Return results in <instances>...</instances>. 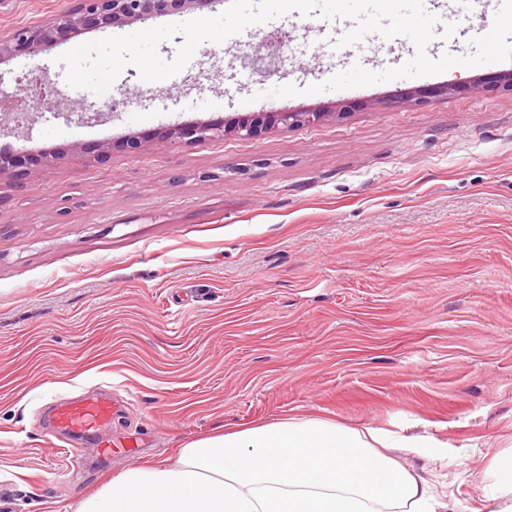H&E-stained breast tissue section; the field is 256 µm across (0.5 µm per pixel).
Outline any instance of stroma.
<instances>
[{"mask_svg":"<svg viewBox=\"0 0 512 512\" xmlns=\"http://www.w3.org/2000/svg\"><path fill=\"white\" fill-rule=\"evenodd\" d=\"M447 3L456 34L428 44L432 59L472 53L474 29L493 24L467 0ZM68 5L0 0V34ZM353 26L285 15L202 43L163 81L126 66L100 119L0 115V150L69 154L20 182L0 175V512H66L129 465L286 416L446 443L393 454L447 512H489L486 473L512 449V92L401 98L490 73L480 65L273 96L415 53L404 36L338 46ZM274 35V67L258 74L249 57ZM63 52L0 64V99L44 72L85 111ZM350 101L343 119L257 140L120 146L186 122ZM100 141L114 144L106 161L69 153ZM100 391L117 405L113 441L141 446L80 463L43 411Z\"/></svg>","mask_w":512,"mask_h":512,"instance_id":"stroma-1","label":"stroma"}]
</instances>
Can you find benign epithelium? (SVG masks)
<instances>
[{
  "label": "benign epithelium",
  "instance_id": "benign-epithelium-1",
  "mask_svg": "<svg viewBox=\"0 0 512 512\" xmlns=\"http://www.w3.org/2000/svg\"><path fill=\"white\" fill-rule=\"evenodd\" d=\"M212 0H74L73 5L53 17L21 26L0 36V63L32 55L44 48L68 43L82 32L104 31L154 18L202 9ZM512 91V72L477 76L463 85L444 84L426 90L428 94H448L465 90L479 94L491 87ZM353 105H341L334 112L323 110L295 111L282 108L275 112L243 115L226 125L211 123L181 124L163 133L149 131L123 141L121 147L130 153H139L156 140H177L183 143L227 137L257 140L275 128H293L318 124L331 118L341 119ZM74 153H93L100 160L112 154V143L103 141L93 145L75 146ZM68 153L58 152L40 160L28 154H16L10 159L0 156V173L17 167H43L63 163Z\"/></svg>",
  "mask_w": 512,
  "mask_h": 512
}]
</instances>
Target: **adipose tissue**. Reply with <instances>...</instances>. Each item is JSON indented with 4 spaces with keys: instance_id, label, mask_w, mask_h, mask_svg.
<instances>
[{
    "instance_id": "ef3b65f1",
    "label": "adipose tissue",
    "mask_w": 512,
    "mask_h": 512,
    "mask_svg": "<svg viewBox=\"0 0 512 512\" xmlns=\"http://www.w3.org/2000/svg\"><path fill=\"white\" fill-rule=\"evenodd\" d=\"M320 417H281L188 442L175 462L134 464L75 512H440L393 448L425 447Z\"/></svg>"
}]
</instances>
